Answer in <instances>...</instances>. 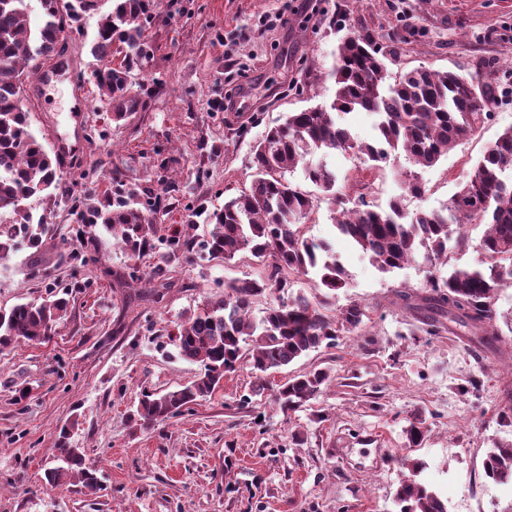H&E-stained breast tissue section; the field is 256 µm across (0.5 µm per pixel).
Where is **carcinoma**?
<instances>
[{"mask_svg":"<svg viewBox=\"0 0 512 512\" xmlns=\"http://www.w3.org/2000/svg\"><path fill=\"white\" fill-rule=\"evenodd\" d=\"M97 2L40 0L42 19L34 27L27 0H0V260L8 259L23 242L30 248L42 247L47 211L69 204L80 223L104 225L134 261L153 252L162 240L168 264L192 256L230 262L248 255L264 266L258 279L224 283V294L177 326V357L200 364L201 371L180 389L144 393L133 420L147 427L181 416L212 396L224 375L236 371L244 359L262 373L276 371L323 345L335 346L339 336L364 325L366 306L355 300L336 306L346 281L330 244L307 235L322 200L333 206L341 203L336 172L307 162V156L318 151L359 157L360 166L344 178V186L357 190L358 206L337 211L334 223L382 271L411 263L421 247L429 264L446 262L448 253L469 246L461 232L464 225H486L475 245L483 256L478 266L455 268L446 277L430 271L422 293L399 291L396 297L436 331L471 336L481 345L494 341L497 332L489 327L496 319L495 302L512 286V180L505 177L512 172V127L498 136L438 211H417L406 222L401 199L376 209L366 200V190L393 152H404L416 166L437 165L448 150L490 119L497 83L476 82L448 70L416 68L392 74L379 46L350 36L338 46L331 102L289 112L268 127L253 146L250 186L220 208L209 209L189 199L183 223L169 225L164 236L157 205L143 188L112 177L103 189L91 180L80 196L71 194L59 157L31 131L24 86L42 61L63 57V31L73 39L82 35L86 16L96 10ZM157 6L158 0H113L90 42V53L99 63L92 72L93 83L102 111L111 114L113 122L144 110L151 96L137 75L153 55L143 34ZM473 83L479 88L476 96L468 89ZM352 112L377 115L374 141H356L348 126L336 119ZM298 168L324 197L288 180L287 174ZM200 217L206 227L202 235L196 233ZM292 276L312 280L326 292L314 297L299 292L255 315V303L268 293L285 291ZM112 287L136 288L135 299L158 303L167 288V270L157 264L142 273L133 264L126 273H112ZM48 296L41 303H20L0 311V347L51 336L69 300L52 292ZM334 306L338 312L332 315ZM328 382L326 371H306L281 384L275 400L285 411L297 410ZM58 460L60 465L46 473L49 485L74 481L88 494L96 493L97 477L80 449L63 439ZM420 468V463H412L397 490L400 512H447L440 497L416 480ZM484 472L494 481L512 478V443L488 452Z\"/></svg>","mask_w":512,"mask_h":512,"instance_id":"cac0c4a2","label":"carcinoma"}]
</instances>
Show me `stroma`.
<instances>
[{
	"mask_svg": "<svg viewBox=\"0 0 512 512\" xmlns=\"http://www.w3.org/2000/svg\"><path fill=\"white\" fill-rule=\"evenodd\" d=\"M303 2L160 0L146 31L154 52L144 75L155 82L148 106L65 163L74 189L91 170L102 179L120 175L153 192L166 225L182 223L189 197L223 205L249 186L251 150L268 126L333 99L329 74L350 35L381 46L393 73L453 70L512 87V0H317L313 13ZM110 6L101 0L84 38L68 44V70L26 87L31 128L46 146L73 127L104 124L95 86L76 76L97 66L88 41ZM279 13L280 25L262 26V16ZM509 127L511 95L436 166L391 155L369 202L384 207L399 197L410 213L446 206ZM410 174L425 194H406ZM77 229L57 208L41 250L19 246L0 264V310L42 301L52 285L69 290L51 336L0 349V512H399L405 457L423 463L420 481L448 512H512V480L492 481L483 468L490 448L512 441V401L504 396L512 386V287L496 302L494 349L428 332L394 301L396 291L420 289L424 258L379 270L322 205L308 234L328 242L342 264L349 286L340 301L366 305L362 330L276 372L241 363L189 412L145 428L130 419L143 393L179 389L200 370L173 356L177 323L219 283L263 268L248 258L175 262L160 303L128 304L98 267H75L70 254L82 250L113 269L126 268L128 256L104 229ZM313 369L329 373L328 385L309 406L283 412L277 384ZM417 414L425 437L411 448L406 429ZM63 434L96 469L97 494L46 485Z\"/></svg>",
	"mask_w": 512,
	"mask_h": 512,
	"instance_id": "obj_1",
	"label": "stroma"
}]
</instances>
